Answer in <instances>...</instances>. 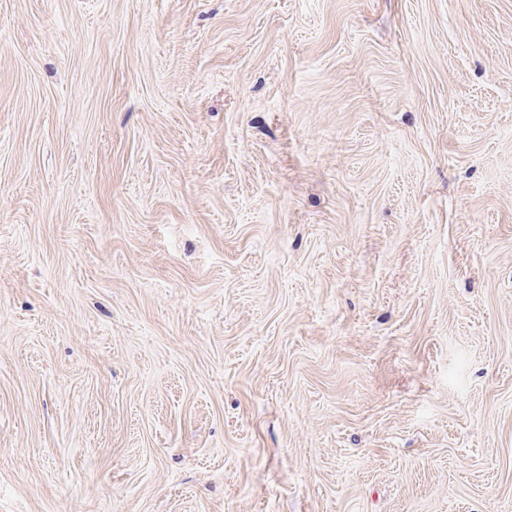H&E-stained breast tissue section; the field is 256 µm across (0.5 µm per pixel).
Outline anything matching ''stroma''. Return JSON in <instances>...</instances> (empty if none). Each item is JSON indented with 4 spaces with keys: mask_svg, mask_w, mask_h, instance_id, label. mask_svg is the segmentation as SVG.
<instances>
[{
    "mask_svg": "<svg viewBox=\"0 0 512 512\" xmlns=\"http://www.w3.org/2000/svg\"><path fill=\"white\" fill-rule=\"evenodd\" d=\"M0 512H512V0H0Z\"/></svg>",
    "mask_w": 512,
    "mask_h": 512,
    "instance_id": "obj_1",
    "label": "stroma"
}]
</instances>
